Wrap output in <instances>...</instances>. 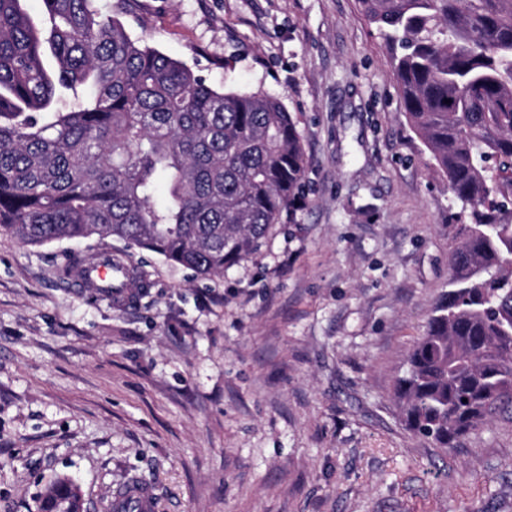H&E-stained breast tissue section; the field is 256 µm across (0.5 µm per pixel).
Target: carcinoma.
<instances>
[{"mask_svg":"<svg viewBox=\"0 0 512 512\" xmlns=\"http://www.w3.org/2000/svg\"><path fill=\"white\" fill-rule=\"evenodd\" d=\"M24 2L0 0V235L112 237L205 278L253 255L307 166L282 103L212 88L97 0H43L40 18ZM358 4L469 218L394 387L406 428L453 448L512 406V0ZM64 509L83 512L58 479L37 512Z\"/></svg>","mask_w":512,"mask_h":512,"instance_id":"obj_1","label":"carcinoma"}]
</instances>
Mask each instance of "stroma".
<instances>
[{
    "label": "stroma",
    "mask_w": 512,
    "mask_h": 512,
    "mask_svg": "<svg viewBox=\"0 0 512 512\" xmlns=\"http://www.w3.org/2000/svg\"><path fill=\"white\" fill-rule=\"evenodd\" d=\"M215 89L276 97L308 158L287 217L213 278L112 238L0 236V512L65 477L155 512H512V409L443 450L404 425L406 355L457 208L356 0H97ZM128 258L126 303L78 262ZM115 512H150L154 491L148 485H129L121 488L112 499Z\"/></svg>",
    "instance_id": "stroma-1"
}]
</instances>
